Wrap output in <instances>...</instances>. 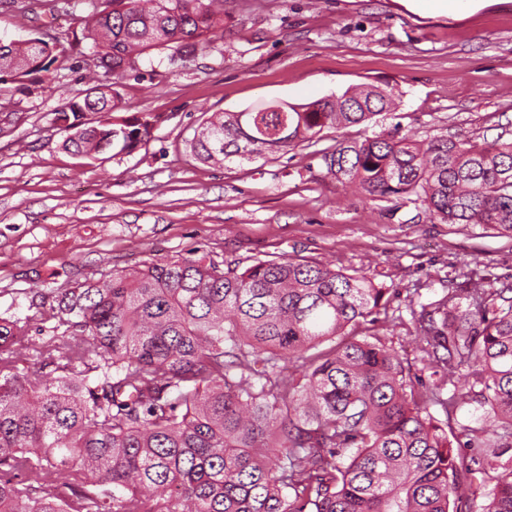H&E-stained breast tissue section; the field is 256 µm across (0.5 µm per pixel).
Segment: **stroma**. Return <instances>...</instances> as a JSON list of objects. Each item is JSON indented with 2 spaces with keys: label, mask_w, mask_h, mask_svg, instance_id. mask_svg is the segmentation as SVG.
<instances>
[{
  "label": "stroma",
  "mask_w": 512,
  "mask_h": 512,
  "mask_svg": "<svg viewBox=\"0 0 512 512\" xmlns=\"http://www.w3.org/2000/svg\"><path fill=\"white\" fill-rule=\"evenodd\" d=\"M216 51L170 63L153 55L122 81L127 112L158 117L130 154L94 163L62 146L57 120L82 98L90 55L59 58L49 91L22 95L0 82V315L29 321L27 359L65 327L57 292L167 256L209 252L218 261L304 256L380 273L393 290L372 325L407 358L422 342L408 308L414 288L440 297L449 263L477 261L512 274V239L479 226L433 224L391 200L325 177L314 152L368 135L324 129L253 162L194 160L190 141L215 112L261 102L306 104L355 85L398 98L399 121L417 139L445 133L476 141L512 137V0L425 13L409 0H226ZM89 8L71 0H0V39H66Z\"/></svg>",
  "instance_id": "obj_1"
}]
</instances>
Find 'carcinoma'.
<instances>
[{
    "instance_id": "cac0c4a2",
    "label": "carcinoma",
    "mask_w": 512,
    "mask_h": 512,
    "mask_svg": "<svg viewBox=\"0 0 512 512\" xmlns=\"http://www.w3.org/2000/svg\"><path fill=\"white\" fill-rule=\"evenodd\" d=\"M70 50L101 72L60 111L62 147L130 154L158 117L122 115L121 80L152 52L216 50L224 0H88ZM56 45L0 44V82L37 95ZM394 94L359 86L295 105L216 112L195 134L205 163L264 159L326 128L392 123L318 151L326 175L414 206L435 224L512 238V139L402 133ZM448 288L410 309L423 337L411 373L379 336L391 289L306 257L248 266L198 250L58 292L75 333L19 366L30 324L0 317V512H512V279L451 264ZM52 368L54 377L43 375ZM481 414L456 424L459 401ZM439 406L445 420L430 408Z\"/></svg>"
}]
</instances>
